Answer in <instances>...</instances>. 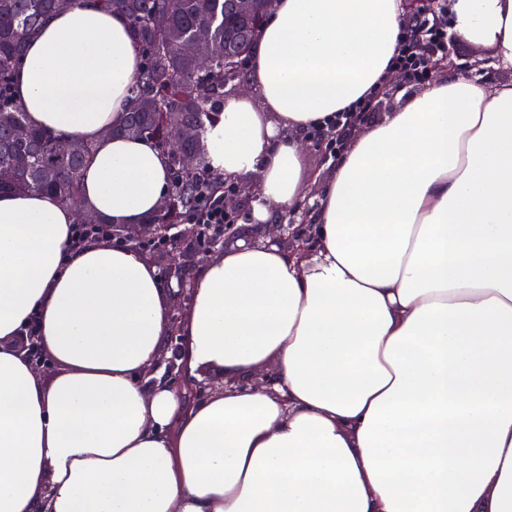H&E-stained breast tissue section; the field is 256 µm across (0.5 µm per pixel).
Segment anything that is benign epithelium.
<instances>
[{
	"instance_id": "1",
	"label": "benign epithelium",
	"mask_w": 512,
	"mask_h": 512,
	"mask_svg": "<svg viewBox=\"0 0 512 512\" xmlns=\"http://www.w3.org/2000/svg\"><path fill=\"white\" fill-rule=\"evenodd\" d=\"M412 19L418 21L422 18L433 16L440 18L438 0H406ZM461 68L454 59L451 51H446L440 57H434L429 62V72L434 74L441 69L455 70ZM189 136L186 130L180 131L173 139L166 143L165 149L172 152L177 164L184 172H190L196 168L197 158L195 154L186 151L183 140ZM252 199L250 188L237 184L235 192L224 194V209L243 214L249 209ZM267 225H257L256 233L244 238L240 228L236 224H226L221 231H214L205 224H144L137 228L134 224H110L109 234L121 239L133 246L141 254H146V249L154 242H161V248L156 251L164 261L163 274L167 285H175L177 288L176 299L170 310V326L166 343L162 354L155 366L157 370H163V381L171 387L186 391L185 398L188 402H197L215 391L213 384L207 379H190L186 376L185 366L182 363V351L184 348V336L181 335V323L190 309L192 302V277L189 271L190 258L193 248L198 246L203 252L208 253L224 247V245L236 242L240 239L248 245L257 244L266 237ZM276 233L271 242L287 249L302 254L312 251L314 246L313 225L311 224H276ZM17 345L31 363L34 371L45 374L54 370L55 365L44 351L38 337L21 336Z\"/></svg>"
}]
</instances>
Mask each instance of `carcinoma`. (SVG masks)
<instances>
[{
    "label": "carcinoma",
    "instance_id": "obj_1",
    "mask_svg": "<svg viewBox=\"0 0 512 512\" xmlns=\"http://www.w3.org/2000/svg\"><path fill=\"white\" fill-rule=\"evenodd\" d=\"M77 0H0V192H50L70 206L79 201L81 175L92 161L95 146L64 141L32 127L22 104L10 97L13 75L27 39L51 15ZM129 20L133 44L142 65L133 81L136 107L126 113L117 132L154 144L192 129L185 146L198 156V170L181 171L170 164L172 206L154 214L152 224H180L199 199L201 183L209 180L204 133L224 104V46L238 55L237 63L256 39L267 14L242 15L234 0H101ZM207 28L204 44L210 64L203 68L182 54L184 44Z\"/></svg>",
    "mask_w": 512,
    "mask_h": 512
}]
</instances>
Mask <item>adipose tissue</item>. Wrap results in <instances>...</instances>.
I'll return each instance as SVG.
<instances>
[{
  "label": "adipose tissue",
  "mask_w": 512,
  "mask_h": 512,
  "mask_svg": "<svg viewBox=\"0 0 512 512\" xmlns=\"http://www.w3.org/2000/svg\"><path fill=\"white\" fill-rule=\"evenodd\" d=\"M452 30L512 69V0H450ZM402 0H276L207 162L256 178L248 220L304 199L302 138L384 90ZM140 67L99 0L29 40L15 94L32 126L93 143L81 205L141 224L167 160L114 135ZM310 255L238 244L182 322L186 374L273 367V386L193 406L145 373L169 293L129 245H70L74 210L0 192V512H512V81L447 76L338 155ZM56 369L15 339L30 318Z\"/></svg>",
  "instance_id": "obj_1"
}]
</instances>
